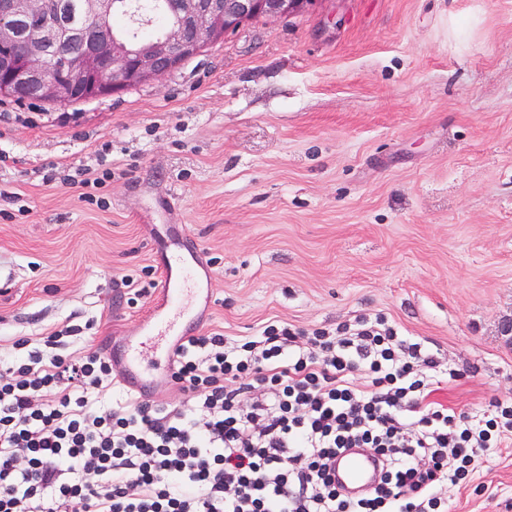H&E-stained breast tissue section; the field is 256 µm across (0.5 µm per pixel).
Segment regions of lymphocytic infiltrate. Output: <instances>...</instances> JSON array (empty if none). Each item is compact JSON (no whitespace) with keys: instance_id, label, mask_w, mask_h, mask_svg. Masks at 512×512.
Wrapping results in <instances>:
<instances>
[{"instance_id":"obj_1","label":"lymphocytic infiltrate","mask_w":512,"mask_h":512,"mask_svg":"<svg viewBox=\"0 0 512 512\" xmlns=\"http://www.w3.org/2000/svg\"><path fill=\"white\" fill-rule=\"evenodd\" d=\"M69 325L15 339L0 365V512H446L449 487L512 435V403L467 416L432 397L439 358L382 316L305 334L187 337L164 378L183 406L99 394L106 344L72 357ZM350 448L377 483L341 491ZM334 466L336 483L350 495L364 491L378 478L375 458L360 448H352L339 454Z\"/></svg>"}]
</instances>
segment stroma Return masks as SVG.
Returning <instances> with one entry per match:
<instances>
[{
  "label": "stroma",
  "mask_w": 512,
  "mask_h": 512,
  "mask_svg": "<svg viewBox=\"0 0 512 512\" xmlns=\"http://www.w3.org/2000/svg\"><path fill=\"white\" fill-rule=\"evenodd\" d=\"M170 229L213 271L198 333L382 313L460 370L437 399L512 398V0H313L154 84L0 96V355L71 321L136 337L125 279L159 280ZM447 496L512 512V439Z\"/></svg>",
  "instance_id": "obj_1"
}]
</instances>
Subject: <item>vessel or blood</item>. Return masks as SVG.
<instances>
[{
	"instance_id": "vessel-or-blood-1",
	"label": "vessel or blood",
	"mask_w": 512,
	"mask_h": 512,
	"mask_svg": "<svg viewBox=\"0 0 512 512\" xmlns=\"http://www.w3.org/2000/svg\"><path fill=\"white\" fill-rule=\"evenodd\" d=\"M154 254L162 272L158 299L142 322L138 338L112 353L118 383L143 399L152 395L155 376L154 367L145 362V346L160 351L165 363H172L181 340L202 321L196 301L210 293L213 279L196 243L159 236ZM335 475L342 490L355 495L376 482L378 467L368 451L352 448L337 456Z\"/></svg>"
}]
</instances>
